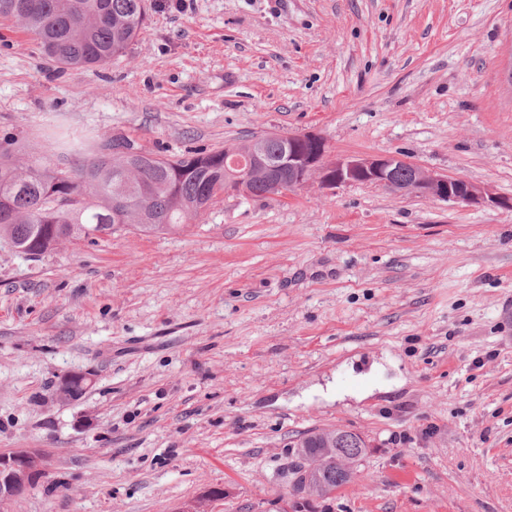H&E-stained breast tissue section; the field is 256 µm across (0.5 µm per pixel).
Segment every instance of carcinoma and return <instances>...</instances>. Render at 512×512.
<instances>
[{
    "mask_svg": "<svg viewBox=\"0 0 512 512\" xmlns=\"http://www.w3.org/2000/svg\"><path fill=\"white\" fill-rule=\"evenodd\" d=\"M146 15L145 0H0V17L15 20L36 42L39 52L66 68L104 66L126 53ZM108 161L96 162L94 150L71 145L80 157L62 168L40 159L23 161L13 134L0 139V234L20 252L40 256L56 240L89 238L112 232V188L131 184V212L125 223L144 233H168L203 213L224 193V150L135 158L141 144L126 135L108 139ZM249 195L277 194L273 184L256 179ZM299 459L292 494L301 490L303 469L329 491L352 477L367 456L365 439L328 429L310 432L294 444Z\"/></svg>",
    "mask_w": 512,
    "mask_h": 512,
    "instance_id": "1",
    "label": "carcinoma"
}]
</instances>
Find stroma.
Listing matches in <instances>:
<instances>
[{
    "mask_svg": "<svg viewBox=\"0 0 512 512\" xmlns=\"http://www.w3.org/2000/svg\"><path fill=\"white\" fill-rule=\"evenodd\" d=\"M146 4L89 69L0 18V136L53 163L60 133L314 131L512 198V0ZM331 428L368 453L315 512H512V210L314 182L38 258L0 237V450L48 459L7 512H279Z\"/></svg>",
    "mask_w": 512,
    "mask_h": 512,
    "instance_id": "stroma-1",
    "label": "stroma"
}]
</instances>
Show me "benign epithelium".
<instances>
[{"label":"benign epithelium","instance_id":"1","mask_svg":"<svg viewBox=\"0 0 512 512\" xmlns=\"http://www.w3.org/2000/svg\"><path fill=\"white\" fill-rule=\"evenodd\" d=\"M281 144L282 151H265L267 140ZM412 170L406 183L394 181L399 165ZM288 173V191L316 181L324 189H336L360 183L375 184L398 193H412L456 204H494L512 209V199L499 196L493 189L448 174H436L395 155H330L325 139L306 131L288 135L269 134L253 143L249 161L236 167L224 179V189L247 192L246 186L258 177L272 179ZM46 456L37 448H16L0 453V508L24 493L33 481L45 474Z\"/></svg>","mask_w":512,"mask_h":512}]
</instances>
